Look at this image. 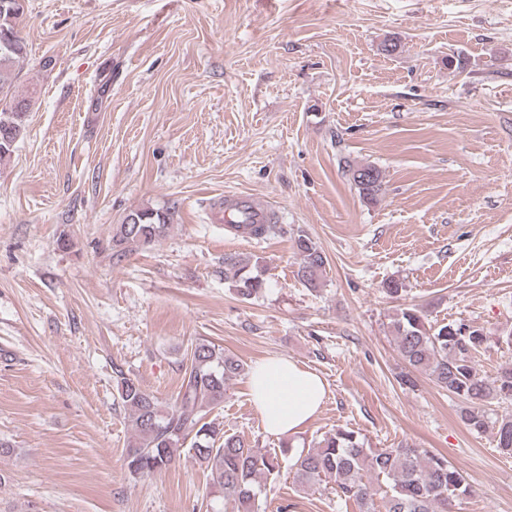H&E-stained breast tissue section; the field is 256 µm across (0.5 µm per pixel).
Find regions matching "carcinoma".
I'll list each match as a JSON object with an SVG mask.
<instances>
[{
  "mask_svg": "<svg viewBox=\"0 0 512 512\" xmlns=\"http://www.w3.org/2000/svg\"><path fill=\"white\" fill-rule=\"evenodd\" d=\"M24 0H0V36L7 32L13 45L0 46V135L8 132L19 141L25 132L27 113L14 106L29 102L14 91V66L24 55L19 25ZM343 170L359 196L376 204L385 194L382 171L370 163L345 161ZM176 208L143 207L129 211L115 225L113 247L125 253L152 245L174 224ZM247 235L263 238L282 231L280 225L238 224ZM293 248L298 260L297 277L307 287L321 284L328 258L308 233L297 229ZM224 279L243 300H251L269 287L260 259L243 260L224 255ZM463 322L435 327L418 305L396 309L390 332L396 349L408 368L402 382L414 385L411 373L424 372L436 384L465 404L461 418L473 431H495L497 448L512 455V411L490 422L485 407L512 400V364L488 377L481 373L474 354L488 341L485 333L462 334ZM244 365L216 346L200 342L191 353V363L182 377L176 403L162 408L157 397L123 373L117 374L119 396L127 414L132 439L126 448V465L135 479L149 478L167 468L179 447L190 442L189 451L209 471L216 498L221 504L212 512H254L260 492L258 477L280 472L278 456L264 454L235 434H227L209 418L224 404V395ZM295 483L310 489L323 482L336 484V491L353 499L363 512H376L372 479L384 478L381 497L384 512H453L456 501L470 493L460 471L446 457L427 448H368L352 430L328 432L302 451L291 466Z\"/></svg>",
  "mask_w": 512,
  "mask_h": 512,
  "instance_id": "cac0c4a2",
  "label": "carcinoma"
}]
</instances>
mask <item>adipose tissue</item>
<instances>
[{
    "label": "adipose tissue",
    "instance_id": "adipose-tissue-1",
    "mask_svg": "<svg viewBox=\"0 0 512 512\" xmlns=\"http://www.w3.org/2000/svg\"><path fill=\"white\" fill-rule=\"evenodd\" d=\"M251 403L272 436L292 438L316 417L326 396L323 381L297 362L273 356L248 377Z\"/></svg>",
    "mask_w": 512,
    "mask_h": 512
}]
</instances>
